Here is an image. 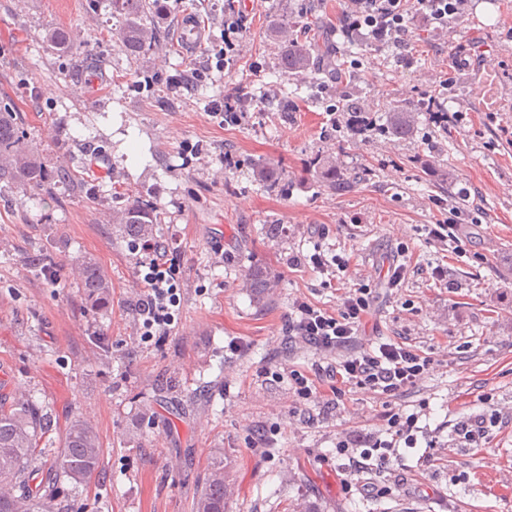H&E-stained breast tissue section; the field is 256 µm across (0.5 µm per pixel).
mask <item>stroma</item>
Listing matches in <instances>:
<instances>
[{"label":"stroma","instance_id":"1","mask_svg":"<svg viewBox=\"0 0 512 512\" xmlns=\"http://www.w3.org/2000/svg\"><path fill=\"white\" fill-rule=\"evenodd\" d=\"M245 29L230 63L206 84L170 90L165 77L224 44V0H159L154 54L131 58L110 33L106 8L85 0H0V99L18 107L26 142L62 177L19 194L0 187V397L36 400L51 420L42 441L56 459L70 418L94 424L99 473L60 491L85 512H193L216 450L234 463L224 512H512V0H471L450 33L414 23L404 49L337 29L338 0H240ZM300 16L309 37L328 41L335 67L320 79L285 75L267 37L271 19ZM80 33L94 68L53 50L52 26ZM463 57L467 66H455ZM243 88L247 117L219 125L212 102ZM463 112L447 128L419 109L426 95ZM357 103L377 118L406 108L416 135L355 142L334 111ZM332 155L353 180L334 193L308 171ZM232 164H225V156ZM268 162L287 192L254 176ZM441 175H433V168ZM157 211V240H178L180 317L169 336L136 340L132 306L142 292L136 257L116 228L136 202ZM289 225L283 238L273 224ZM447 224L452 250L428 233ZM348 259L341 279L310 258ZM407 274L377 288L362 334L398 339L432 358L417 388L395 399L417 414L434 463L405 448L403 491L367 498L346 491L336 460L341 433L385 428V397L350 389L344 407L326 395L303 400L281 372L310 367L313 351L289 342L294 300L327 311L347 289L370 284L386 255ZM80 255L108 274V308L87 307ZM300 256V266L288 260ZM56 264L49 277L35 260ZM272 273L271 297L246 285L251 269ZM242 345L238 353L229 342ZM503 407L487 447L448 443L459 417ZM265 429L268 454L250 450Z\"/></svg>","mask_w":512,"mask_h":512}]
</instances>
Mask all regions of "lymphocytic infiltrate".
Masks as SVG:
<instances>
[{"label": "lymphocytic infiltrate", "instance_id": "1", "mask_svg": "<svg viewBox=\"0 0 512 512\" xmlns=\"http://www.w3.org/2000/svg\"><path fill=\"white\" fill-rule=\"evenodd\" d=\"M416 10H408L407 0H341L339 23L344 33L361 32L375 43L403 47L409 33L411 16L438 30H449L451 22L465 14L468 0H416ZM139 253L138 274L145 291L136 301L139 336L148 341L167 335L175 323L180 305L179 272L167 246L154 238H142L133 244ZM373 299L370 288L361 285L347 292L337 313L295 300L288 315L287 334L291 342L317 352H337L335 363L313 362L307 370H289L288 382L296 395L309 399L329 386L331 404L341 405L346 387H358L390 398L415 388L429 373L432 360L405 341H384L368 350L351 351L350 346L368 314ZM501 410L487 403L482 413L459 421L451 439L463 448L484 447L492 428L498 426ZM415 415L392 407L387 427L382 432L351 431L339 437L336 454L342 458L345 490H358L373 497L382 495L377 480L391 476L394 486H402L404 474L394 469L400 459V447H416Z\"/></svg>", "mask_w": 512, "mask_h": 512}]
</instances>
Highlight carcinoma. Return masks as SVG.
<instances>
[{
	"label": "carcinoma",
	"instance_id": "obj_1",
	"mask_svg": "<svg viewBox=\"0 0 512 512\" xmlns=\"http://www.w3.org/2000/svg\"><path fill=\"white\" fill-rule=\"evenodd\" d=\"M158 0H107L113 40L131 56H140L156 46V33L150 22ZM46 40L56 51L70 55L85 52L86 45L72 30L51 26ZM268 41L277 49L281 70L291 76L313 78L324 73L321 61L328 56L327 46L308 40L306 28L295 16L278 17L267 29ZM418 114L399 110L390 112L380 124L379 134L407 138L414 134ZM310 172L330 191H346L350 178L336 167L330 156L316 159ZM55 178L51 169L39 160L33 148L23 142L15 116V106H0V181L24 192L44 188ZM156 217L153 209L139 203L121 211L119 232L129 238L152 233ZM66 262L79 269L81 288L87 305L95 310L110 304V281L96 262L71 256ZM51 421L41 406L27 399L6 406L0 403V512H81L60 500L58 483L66 478L76 485L86 484L98 472L102 448L95 427L88 421L73 419L64 435V449L50 471L40 476L36 467L39 442L49 431ZM230 461L224 452L211 457L203 486L197 492L193 512H224V500L233 495L229 479Z\"/></svg>",
	"mask_w": 512,
	"mask_h": 512
}]
</instances>
